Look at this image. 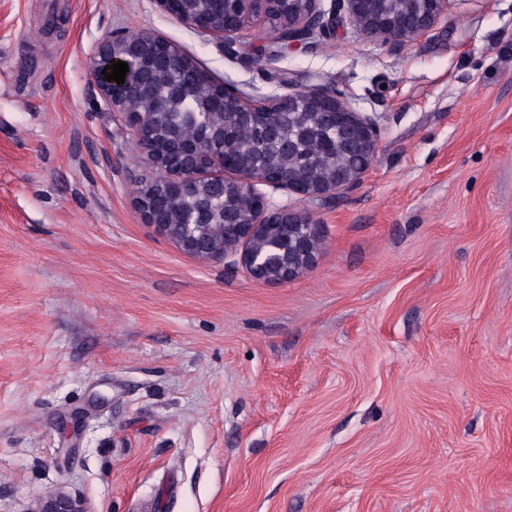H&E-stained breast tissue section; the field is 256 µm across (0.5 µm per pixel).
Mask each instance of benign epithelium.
I'll list each match as a JSON object with an SVG mask.
<instances>
[{
    "instance_id": "1",
    "label": "benign epithelium",
    "mask_w": 512,
    "mask_h": 512,
    "mask_svg": "<svg viewBox=\"0 0 512 512\" xmlns=\"http://www.w3.org/2000/svg\"><path fill=\"white\" fill-rule=\"evenodd\" d=\"M277 0H221L215 13L192 12L193 0H155L158 7L173 19L209 35L222 46L242 37L250 19L269 17V5ZM451 0H411L413 21L384 11L380 0H334L329 10L320 8L318 0H301L299 8L285 15L288 30L298 37L273 42L276 50L268 52L273 60L293 44L333 29L336 16L345 11L356 19L365 34L378 36L395 47L435 31L447 18ZM123 61L128 64L125 82L105 80L104 68ZM90 76L105 110L125 117L138 154L157 177L139 183L133 202L145 223L154 226L163 237L182 252L203 261L222 259L229 253L239 254V262L254 279L267 283H284L309 267L320 244V227L307 213L269 207L259 193V184L291 190L298 195L326 198L355 184L370 169L378 145L375 121L354 111L342 96L333 91H306L246 97L236 89L213 79L199 64L164 36L143 30L131 38L124 33H109L100 38L90 56ZM175 70L184 80L175 92L180 96L204 95L213 112L236 109L234 120L258 127L272 138L277 126L268 113L256 108L270 107L278 114L312 112L329 115L334 136L359 155L358 164L340 178L319 179L287 174L280 169L258 167L248 163L232 143V131L220 137L221 147L211 148L214 136L210 120L203 116L199 137L181 139L176 132L158 137L159 112L147 101L154 79ZM235 194L247 198L244 212L224 210V197ZM202 224H224L231 232L224 236V247L208 249L198 233ZM29 512H93L81 497L63 488L40 495Z\"/></svg>"
}]
</instances>
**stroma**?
<instances>
[{
  "label": "stroma",
  "instance_id": "stroma-1",
  "mask_svg": "<svg viewBox=\"0 0 512 512\" xmlns=\"http://www.w3.org/2000/svg\"><path fill=\"white\" fill-rule=\"evenodd\" d=\"M152 30L258 96L327 88L376 119L313 200L315 262L270 284L181 252L89 77ZM220 47L155 0H0V512H512V0H452L399 49L352 18ZM29 512H93V510L81 497L59 488L52 493L35 498Z\"/></svg>",
  "mask_w": 512,
  "mask_h": 512
}]
</instances>
